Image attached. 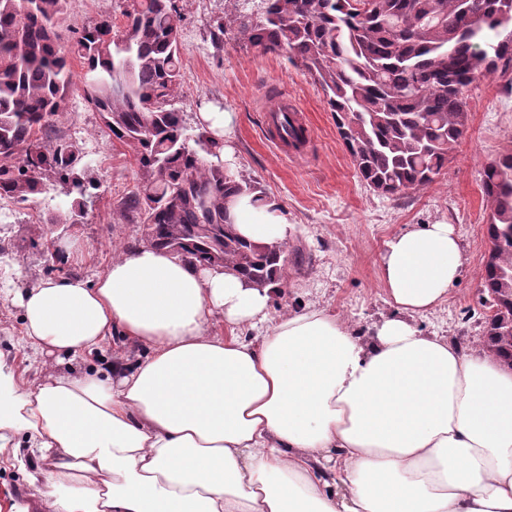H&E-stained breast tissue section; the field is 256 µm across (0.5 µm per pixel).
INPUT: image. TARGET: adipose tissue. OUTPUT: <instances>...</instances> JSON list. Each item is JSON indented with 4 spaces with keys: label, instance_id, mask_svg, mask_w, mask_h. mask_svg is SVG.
<instances>
[{
    "label": "adipose tissue",
    "instance_id": "1",
    "mask_svg": "<svg viewBox=\"0 0 512 512\" xmlns=\"http://www.w3.org/2000/svg\"><path fill=\"white\" fill-rule=\"evenodd\" d=\"M231 217L259 245L295 234L252 195ZM464 265L453 225L393 235V312L363 333L315 304L272 317V286L146 246L49 279L14 300L57 368L32 385L0 365V441L42 460L39 512H512V369L415 321ZM112 335L146 357L72 370Z\"/></svg>",
    "mask_w": 512,
    "mask_h": 512
}]
</instances>
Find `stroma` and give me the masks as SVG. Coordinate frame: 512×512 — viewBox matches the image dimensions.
<instances>
[{"instance_id":"35a3bbf8","label":"stroma","mask_w":512,"mask_h":512,"mask_svg":"<svg viewBox=\"0 0 512 512\" xmlns=\"http://www.w3.org/2000/svg\"><path fill=\"white\" fill-rule=\"evenodd\" d=\"M121 0H69L60 33L72 43L77 31L104 16H119ZM239 0H180L181 87L171 106L186 127L200 134L198 115L229 112L234 118L237 177L252 181L279 204L296 227L286 249L285 280L271 299L272 315L318 304L358 330L389 315L392 307L379 280L386 241L416 224L454 225L466 257L459 282L434 311L416 316L426 334L461 345L483 336L488 310L481 305V269L487 252L489 205L482 190L484 166L512 148V64L499 67L470 92L468 129L431 185L382 196L357 177L323 94L284 55L262 53L225 34L214 46L210 33ZM287 99L306 114L311 142L292 158L272 147L262 127L265 106ZM56 126L84 152L92 202L81 223H60L74 200L66 187L47 181L28 202L0 200V363L31 383L54 370L52 359L35 355L23 341L14 290L63 276L96 281L114 256L133 248L140 225L113 220L120 199L138 181L130 150L109 140L100 115L81 93L68 94ZM38 461L0 453V512H22L32 502L28 482Z\"/></svg>"}]
</instances>
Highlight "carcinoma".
Masks as SVG:
<instances>
[{
	"instance_id": "obj_1",
	"label": "carcinoma",
	"mask_w": 512,
	"mask_h": 512,
	"mask_svg": "<svg viewBox=\"0 0 512 512\" xmlns=\"http://www.w3.org/2000/svg\"><path fill=\"white\" fill-rule=\"evenodd\" d=\"M68 0H0V199L25 203L45 180L79 196L67 224L84 217L82 150L58 134L55 116L83 60L81 89L105 135L128 146L139 180L118 213L141 224L152 246L205 267L232 269L258 285L280 281L284 248L241 239L229 204L257 187L229 174L221 146L188 132L170 108L179 86L178 0H124V24L106 17L70 47L59 28ZM512 0H260L225 17L224 33L263 53H282L323 93L358 176L394 196L435 181L468 125V92L512 61ZM288 145L303 148L302 126ZM205 143L216 161L202 158ZM490 255L481 272L491 309L488 348L512 366V149L483 170Z\"/></svg>"
}]
</instances>
